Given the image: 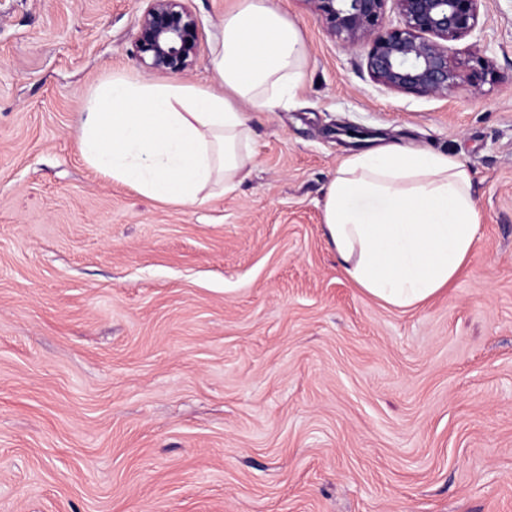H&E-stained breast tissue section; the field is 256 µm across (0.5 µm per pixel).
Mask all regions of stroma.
<instances>
[{"instance_id": "1", "label": "stroma", "mask_w": 512, "mask_h": 512, "mask_svg": "<svg viewBox=\"0 0 512 512\" xmlns=\"http://www.w3.org/2000/svg\"><path fill=\"white\" fill-rule=\"evenodd\" d=\"M241 0H191L200 60L147 71L143 0H0V512H512V0L448 45L479 86L374 83L308 0H271L307 52L294 97L246 107L235 191L165 203L78 150L117 79L218 89ZM467 166L481 237L455 284L397 309L323 227L369 142Z\"/></svg>"}]
</instances>
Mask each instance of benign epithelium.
I'll return each mask as SVG.
<instances>
[{"label": "benign epithelium", "mask_w": 512, "mask_h": 512, "mask_svg": "<svg viewBox=\"0 0 512 512\" xmlns=\"http://www.w3.org/2000/svg\"><path fill=\"white\" fill-rule=\"evenodd\" d=\"M401 24H385L388 2ZM133 44L150 71L182 74L199 63L200 23L190 0H145ZM328 33L344 48L364 50L374 83L418 96H443L473 86L491 61L477 57L465 75L448 58V43L480 37L483 0H308Z\"/></svg>", "instance_id": "obj_1"}]
</instances>
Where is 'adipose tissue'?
<instances>
[{"instance_id": "ef3b65f1", "label": "adipose tissue", "mask_w": 512, "mask_h": 512, "mask_svg": "<svg viewBox=\"0 0 512 512\" xmlns=\"http://www.w3.org/2000/svg\"><path fill=\"white\" fill-rule=\"evenodd\" d=\"M306 53L269 0L225 15L213 91L113 81L82 114L78 147L101 172L162 202L233 191L253 165L242 103L272 110L293 97ZM325 234L349 280L387 305L413 308L446 290L471 258L479 215L459 159L387 146L346 157L329 182Z\"/></svg>"}]
</instances>
